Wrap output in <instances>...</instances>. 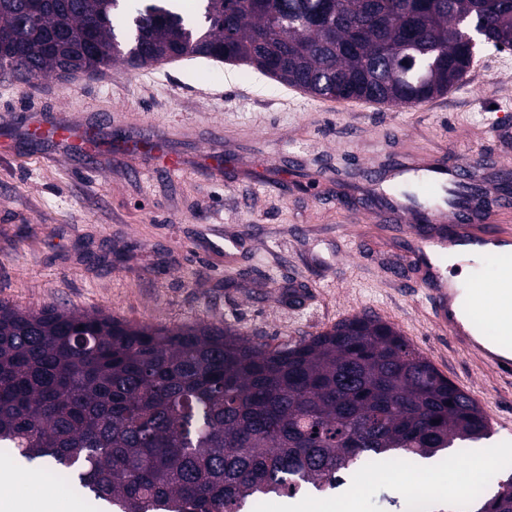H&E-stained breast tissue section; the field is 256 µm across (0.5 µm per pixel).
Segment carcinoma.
Here are the masks:
<instances>
[{
  "instance_id": "carcinoma-1",
  "label": "carcinoma",
  "mask_w": 512,
  "mask_h": 512,
  "mask_svg": "<svg viewBox=\"0 0 512 512\" xmlns=\"http://www.w3.org/2000/svg\"><path fill=\"white\" fill-rule=\"evenodd\" d=\"M0 0V73L141 68L183 56L249 66L316 97L422 103L469 64L467 17L512 46V0ZM112 49L96 54L91 43ZM490 436L476 400L391 325L355 316L288 346L226 325L169 329L0 304V444L48 458L111 512H242L362 468ZM458 506L512 512V476Z\"/></svg>"
}]
</instances>
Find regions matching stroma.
I'll list each match as a JSON object with an SVG mask.
<instances>
[{"label": "stroma", "instance_id": "35a3bbf8", "mask_svg": "<svg viewBox=\"0 0 512 512\" xmlns=\"http://www.w3.org/2000/svg\"><path fill=\"white\" fill-rule=\"evenodd\" d=\"M58 113L109 127L113 137L168 133L181 170L149 156L58 155L51 143L17 142L0 153V302L27 311L103 312L137 324L181 328L232 325L274 346L369 314L387 322L454 384L470 391L491 425L475 450H446L441 464L470 469L512 443V381L439 334L416 288L400 279L401 234L388 222L350 221L354 198L332 185L313 189L318 168L356 159L440 150L487 152L488 124L512 110V50L482 44L462 84L419 104L369 105L320 99L241 65L204 58L21 84L0 76V133L22 111ZM211 151L223 176L198 165ZM240 237L226 262L214 243ZM313 289L304 307L288 289ZM29 498L75 492L77 512H105L73 484L32 466ZM424 473L369 478L355 512H397Z\"/></svg>", "mask_w": 512, "mask_h": 512}]
</instances>
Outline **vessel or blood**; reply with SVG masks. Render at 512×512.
Wrapping results in <instances>:
<instances>
[{
    "mask_svg": "<svg viewBox=\"0 0 512 512\" xmlns=\"http://www.w3.org/2000/svg\"><path fill=\"white\" fill-rule=\"evenodd\" d=\"M20 133L30 140L49 141L64 153L93 154L112 150L114 156L148 153L160 156L167 170L181 166L179 156L166 152L164 135L132 136L112 142L105 130L93 131L80 123L56 116L19 113ZM512 180V165L484 153L440 152L380 165L369 164L360 176L344 177L348 191L368 202L367 213L395 223L409 224L406 257L419 292L438 330L449 336L501 377L512 379V349L506 343L486 342L478 330L462 320L470 306L468 293L448 285V277L436 257L456 247L469 254L476 246L494 241L512 244V226L505 217L512 201L502 199L488 205L484 193Z\"/></svg>",
    "mask_w": 512,
    "mask_h": 512,
    "instance_id": "1",
    "label": "vessel or blood"
}]
</instances>
